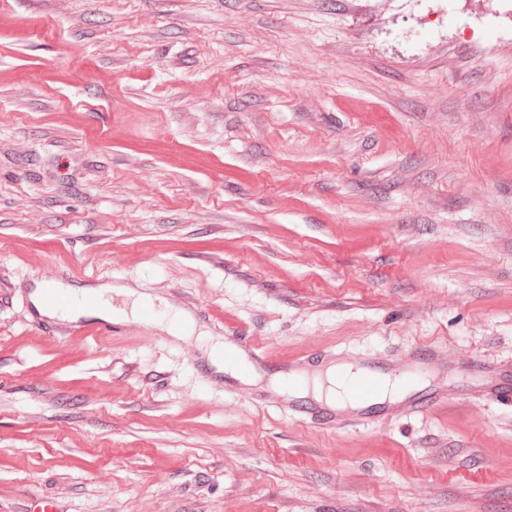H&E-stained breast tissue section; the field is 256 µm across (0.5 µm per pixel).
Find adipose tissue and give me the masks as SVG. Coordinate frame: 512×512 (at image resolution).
Segmentation results:
<instances>
[{
  "instance_id": "adipose-tissue-1",
  "label": "adipose tissue",
  "mask_w": 512,
  "mask_h": 512,
  "mask_svg": "<svg viewBox=\"0 0 512 512\" xmlns=\"http://www.w3.org/2000/svg\"><path fill=\"white\" fill-rule=\"evenodd\" d=\"M60 291L69 298V305L58 308H43V315L62 320L89 315L112 320L138 315L143 308L154 304L150 296L139 293L134 289L123 288L118 290L109 285H101L95 289L100 298V304L97 308L89 310L79 304L82 294L81 289L64 285L61 286ZM116 293L122 296V304H113L112 296ZM349 373V365L331 364L315 369L312 375L307 377L305 384L299 388L292 387L290 375L282 372L274 374L270 379V384L277 392L292 397H309L332 409H345L350 405L347 398L346 382Z\"/></svg>"
}]
</instances>
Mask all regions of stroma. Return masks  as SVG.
Here are the masks:
<instances>
[{
    "instance_id": "1",
    "label": "stroma",
    "mask_w": 512,
    "mask_h": 512,
    "mask_svg": "<svg viewBox=\"0 0 512 512\" xmlns=\"http://www.w3.org/2000/svg\"><path fill=\"white\" fill-rule=\"evenodd\" d=\"M53 282L157 316L74 336ZM363 361L432 368L336 415L269 386ZM43 497L512 512V0H0V512ZM38 288V291L35 292L34 302L39 312L48 317L62 320L89 316L112 321V319L126 318L128 315H138L143 308L154 307L155 305L154 300L148 295L139 293L132 288H115L112 285H100L87 290L75 289L63 284L38 286ZM41 288H46L41 295L42 303L46 307L40 304ZM52 288H57L65 294L71 304L58 308H47L61 306L66 303V298ZM86 291H92L99 296L100 304L97 308L86 309L76 305L80 302V296ZM112 294L125 298L121 305H112Z\"/></svg>"
}]
</instances>
